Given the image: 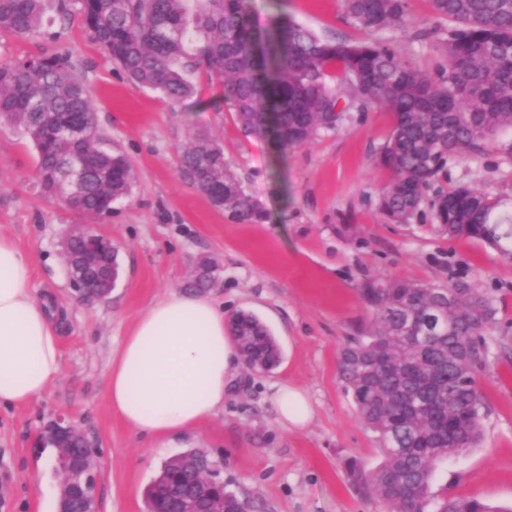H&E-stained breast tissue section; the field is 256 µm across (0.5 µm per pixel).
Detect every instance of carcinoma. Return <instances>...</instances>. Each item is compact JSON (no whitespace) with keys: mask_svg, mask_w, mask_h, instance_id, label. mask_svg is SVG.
Here are the masks:
<instances>
[{"mask_svg":"<svg viewBox=\"0 0 512 512\" xmlns=\"http://www.w3.org/2000/svg\"><path fill=\"white\" fill-rule=\"evenodd\" d=\"M63 21L80 17L113 64L132 81L172 102L196 93L189 72L224 81V102L247 135L268 136L277 148L312 143L335 128L345 109L335 81L346 84L362 112L384 106L391 131L378 153L390 178L377 199L393 224L423 219L428 206L439 232L482 242L512 256V224L497 214L500 200L468 185H437L448 162L491 145L512 129V0H430L448 28L424 27L437 62L424 72L374 40L323 38L282 16L275 20L273 76L266 74L262 38L248 0H57ZM45 0H0V34L37 36ZM349 17L375 33L401 27L407 0H344ZM91 94L66 53L39 54L0 64V121L20 130L37 156L44 190L90 219L112 216V203L132 184L126 159L103 146ZM77 120L76 140L61 135ZM83 165L73 185L69 170ZM179 167L205 194L224 192V212L237 222L263 219L259 205L224 163V148L207 130L193 134ZM186 287L204 292L217 262L203 260ZM360 295L372 311L370 328L339 355L345 390L383 460L369 467L345 459L354 490L385 512H430L432 479L482 437V397L476 374L485 365L486 335L498 324L495 299L463 277L448 285L403 278L365 279ZM243 363L271 371L281 361L274 336L256 316L227 321ZM201 452L169 459L147 487L145 512H173ZM436 512H512L477 497H446Z\"/></svg>","mask_w":512,"mask_h":512,"instance_id":"cac0c4a2","label":"carcinoma"}]
</instances>
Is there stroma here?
Listing matches in <instances>:
<instances>
[{"label": "stroma", "instance_id": "1", "mask_svg": "<svg viewBox=\"0 0 512 512\" xmlns=\"http://www.w3.org/2000/svg\"><path fill=\"white\" fill-rule=\"evenodd\" d=\"M249 11L261 30L286 15L327 38L371 36L347 18L342 0H249ZM407 20L371 37L432 69L434 53L413 38L436 21L428 0H408ZM59 51L70 55L91 92L105 149L131 166L130 194L98 223L119 249L122 278L106 302L70 297L60 239L82 218L43 192L31 143L0 125V236L34 256L39 297L65 310L56 321L57 380L31 404L0 407V512H55V451L38 438L58 417L96 446L99 512H145L146 487L185 440L149 448L113 416L108 366L143 310L184 291L202 257L220 266L210 297L225 314H255L282 348L271 371L238 365L223 413L192 440L223 458L227 488L252 501L254 512H376L377 502L359 497L345 479V457L372 467L382 456L338 371L341 349L371 321L359 293L369 275L444 284L461 273L495 296L500 327L478 377L483 440L449 458L433 490L512 503V260L478 241L448 239L431 220L390 224L377 212L375 199L389 179L375 161L392 127L386 108L349 106L336 129L281 151L241 131L220 81L192 75L197 93L179 105L128 81L79 21L59 19L55 0L46 4L40 35L0 37V63ZM200 128L223 145L225 162L265 214L261 222L231 220L180 173L178 154ZM459 183L502 195L499 213L512 218V132L487 151L449 162L442 184ZM281 384L308 393L314 416L305 428L279 422L272 395Z\"/></svg>", "mask_w": 512, "mask_h": 512}]
</instances>
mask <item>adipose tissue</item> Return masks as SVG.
<instances>
[{"instance_id": "adipose-tissue-1", "label": "adipose tissue", "mask_w": 512, "mask_h": 512, "mask_svg": "<svg viewBox=\"0 0 512 512\" xmlns=\"http://www.w3.org/2000/svg\"><path fill=\"white\" fill-rule=\"evenodd\" d=\"M32 263L0 237V406L31 403L61 372L57 313L35 298ZM238 360L221 306L203 296L170 294L142 312L113 357L108 406L150 447H165L170 436L196 435L223 412L225 385ZM274 403L291 429L314 415L307 395L291 386L278 387Z\"/></svg>"}]
</instances>
